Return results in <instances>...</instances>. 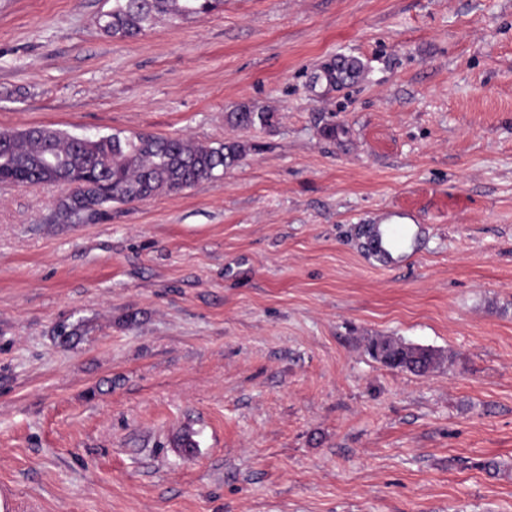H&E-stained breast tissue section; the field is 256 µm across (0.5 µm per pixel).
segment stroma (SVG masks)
<instances>
[{"label":"stroma","mask_w":512,"mask_h":512,"mask_svg":"<svg viewBox=\"0 0 512 512\" xmlns=\"http://www.w3.org/2000/svg\"><path fill=\"white\" fill-rule=\"evenodd\" d=\"M111 7L0 0V130L246 153L94 224L0 184V512H512V0H224L134 39ZM274 115L271 112H254L250 109H241L239 112H230L228 120L239 127H266L272 125ZM377 229L372 238L373 249L379 254L385 255L386 252L400 253L409 247V233L404 224H394L392 216L383 214L378 219L373 220ZM408 345L409 344L389 336H376L368 340L367 351L373 359L380 363L382 362L378 357V353L386 352L393 357L394 363L392 365L382 363L383 365L419 376H423L429 371H434L440 365L441 358L434 363L431 357H427L425 351L422 349V353L418 358L411 357L412 355L409 352L412 351L414 347ZM405 349H407L408 352H405Z\"/></svg>","instance_id":"1"}]
</instances>
